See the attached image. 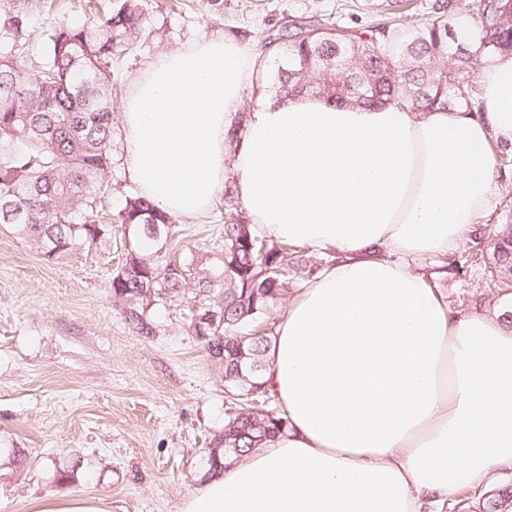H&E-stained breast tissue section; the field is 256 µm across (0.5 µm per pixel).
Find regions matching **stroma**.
<instances>
[{"label": "stroma", "mask_w": 512, "mask_h": 512, "mask_svg": "<svg viewBox=\"0 0 512 512\" xmlns=\"http://www.w3.org/2000/svg\"><path fill=\"white\" fill-rule=\"evenodd\" d=\"M115 0H0V22L23 11L27 60H45L47 18L83 22ZM336 0H148L137 48L115 69L114 135L106 211L136 192L127 173L122 103L163 54L202 39L247 44L269 68L270 40L301 23H331ZM247 220L232 181L203 220L179 218L181 244L197 249L226 217ZM127 243L46 261L0 224V512H34L46 495L105 497L112 512H179L205 474L210 442L230 405L224 370L188 328L192 299L150 310L154 333L137 335L112 296ZM465 311H492L499 296L477 276L422 262Z\"/></svg>", "instance_id": "1"}]
</instances>
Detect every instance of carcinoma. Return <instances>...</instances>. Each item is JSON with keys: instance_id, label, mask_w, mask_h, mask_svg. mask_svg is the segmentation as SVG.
Here are the masks:
<instances>
[{"instance_id": "1", "label": "carcinoma", "mask_w": 512, "mask_h": 512, "mask_svg": "<svg viewBox=\"0 0 512 512\" xmlns=\"http://www.w3.org/2000/svg\"><path fill=\"white\" fill-rule=\"evenodd\" d=\"M144 0H121L104 18L81 24L49 25L47 58L36 70L26 65L27 26L22 15L9 19L0 45V224H10L46 260L54 261L106 238L98 204L108 192L112 169V60L140 39ZM288 33L279 52L273 84L276 97L313 95L336 103L366 106L394 102L423 110L481 111L478 73L496 56L512 52V0H400L398 9L363 29L313 26L309 34ZM130 231L125 262L112 277V295L126 320L142 336L153 334L149 308L195 291L198 303L224 314L204 345L224 352V382L235 410L213 442L206 464L224 469L230 448L243 456L287 426L273 409L248 410L265 402V390L247 397L264 370L273 332L262 315L302 284L316 266L305 247L274 241L251 225L224 222L211 249L179 257L172 267L157 256L174 253L176 220L146 197H126L117 214ZM490 256L473 254L464 268L484 278L489 291H512V225L493 234ZM242 357L243 377L232 364ZM459 512H512L507 484L473 506L448 504Z\"/></svg>"}]
</instances>
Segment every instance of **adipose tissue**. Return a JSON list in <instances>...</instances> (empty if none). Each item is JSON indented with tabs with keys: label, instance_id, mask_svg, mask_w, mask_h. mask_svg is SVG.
Masks as SVG:
<instances>
[{
	"label": "adipose tissue",
	"instance_id": "obj_1",
	"mask_svg": "<svg viewBox=\"0 0 512 512\" xmlns=\"http://www.w3.org/2000/svg\"><path fill=\"white\" fill-rule=\"evenodd\" d=\"M256 59L232 38L168 52L123 103L128 173L156 208L206 216L233 178L253 227L328 263L280 316L260 381L288 426L179 512H424L512 463V308L454 309L412 268L478 230L512 146V54L482 109L302 95L240 116Z\"/></svg>",
	"mask_w": 512,
	"mask_h": 512
}]
</instances>
